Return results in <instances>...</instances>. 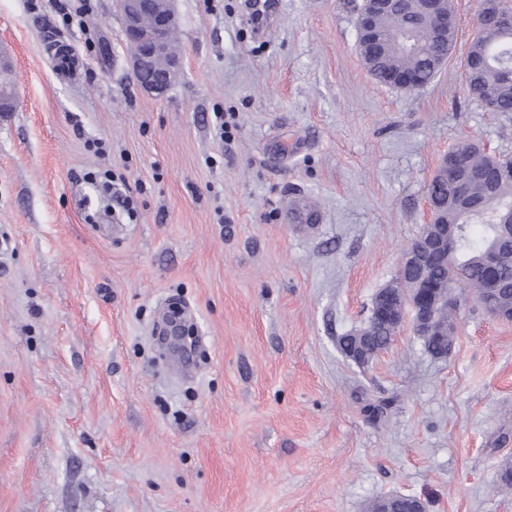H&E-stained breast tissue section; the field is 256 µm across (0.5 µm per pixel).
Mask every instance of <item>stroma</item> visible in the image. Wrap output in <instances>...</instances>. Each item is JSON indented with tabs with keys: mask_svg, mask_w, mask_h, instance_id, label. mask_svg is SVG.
I'll return each instance as SVG.
<instances>
[{
	"mask_svg": "<svg viewBox=\"0 0 512 512\" xmlns=\"http://www.w3.org/2000/svg\"><path fill=\"white\" fill-rule=\"evenodd\" d=\"M358 2L280 0L264 41L241 0H177L184 76L157 97L115 0L73 23L0 0V512H512V322L469 298L447 358L409 330L365 369L336 348L442 156H512V116L464 89L479 0H452L454 47L414 93L364 69ZM176 308L202 343L183 379L157 345Z\"/></svg>",
	"mask_w": 512,
	"mask_h": 512,
	"instance_id": "1",
	"label": "stroma"
}]
</instances>
